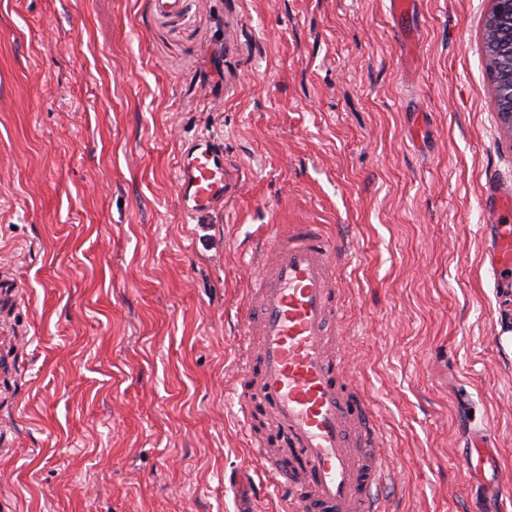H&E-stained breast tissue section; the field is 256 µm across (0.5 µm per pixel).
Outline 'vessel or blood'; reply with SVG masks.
Listing matches in <instances>:
<instances>
[{"mask_svg": "<svg viewBox=\"0 0 512 512\" xmlns=\"http://www.w3.org/2000/svg\"><path fill=\"white\" fill-rule=\"evenodd\" d=\"M226 170L221 143L200 136L183 145L176 185L185 217L223 207ZM491 248L494 274L512 276V230L498 227ZM350 252L323 225L279 226L262 243L259 273L239 305L232 395L262 466L286 492L287 512H386L383 437L338 341L345 307L339 270ZM462 442L464 470L485 479L498 463L485 431L463 421Z\"/></svg>", "mask_w": 512, "mask_h": 512, "instance_id": "b4317fda", "label": "vessel or blood"}]
</instances>
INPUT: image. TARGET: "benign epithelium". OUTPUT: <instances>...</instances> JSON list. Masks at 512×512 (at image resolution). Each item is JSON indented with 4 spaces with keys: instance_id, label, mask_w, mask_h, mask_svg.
I'll list each match as a JSON object with an SVG mask.
<instances>
[{
    "instance_id": "1",
    "label": "benign epithelium",
    "mask_w": 512,
    "mask_h": 512,
    "mask_svg": "<svg viewBox=\"0 0 512 512\" xmlns=\"http://www.w3.org/2000/svg\"><path fill=\"white\" fill-rule=\"evenodd\" d=\"M484 48L498 116L512 132V0H491Z\"/></svg>"
}]
</instances>
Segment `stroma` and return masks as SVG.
Segmentation results:
<instances>
[{"label":"stroma","instance_id":"obj_1","mask_svg":"<svg viewBox=\"0 0 512 512\" xmlns=\"http://www.w3.org/2000/svg\"><path fill=\"white\" fill-rule=\"evenodd\" d=\"M490 0H0V267L25 298L0 374V512H278L227 403L251 240H347L340 332L385 435L388 512H512V139ZM224 145L186 221L181 144ZM497 481L458 463L460 412ZM226 170L221 143L199 136L183 145L177 162L176 185L178 208L186 218L224 206ZM496 228L495 239L491 244V266L494 274L504 279L512 274V232L506 226L496 225Z\"/></svg>","mask_w":512,"mask_h":512}]
</instances>
